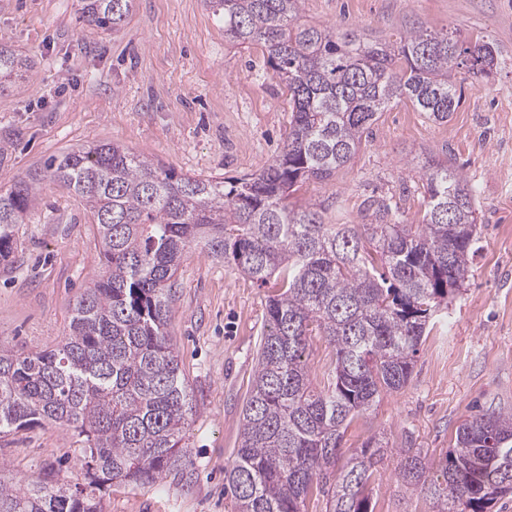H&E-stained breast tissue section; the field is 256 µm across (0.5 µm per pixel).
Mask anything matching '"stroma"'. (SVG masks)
Listing matches in <instances>:
<instances>
[{"label":"stroma","instance_id":"1","mask_svg":"<svg viewBox=\"0 0 512 512\" xmlns=\"http://www.w3.org/2000/svg\"><path fill=\"white\" fill-rule=\"evenodd\" d=\"M303 15L378 39L411 25L481 34L504 58L484 78L456 72L462 95L448 121L392 102L347 165L289 198L314 203L327 224L369 222L374 200L415 224L430 156L453 164L475 189L480 239L468 280L431 320L408 384L381 394L341 444L346 456L374 437L389 448L370 484L373 512H433L425 496L399 491L395 449L435 460L465 421L512 411V0H304ZM0 45L35 62L0 89V190L48 156L100 142L179 174L227 181L283 148L286 88L258 46L225 38L204 0H135L115 30L88 26L79 0H0ZM100 264L97 226L81 198L44 183L19 226L14 260L0 261V341L54 347ZM177 277L169 331L195 407L184 437L189 462L178 478L104 486V512H236L225 469L239 446L272 290L200 245ZM75 448L69 431L35 426L0 437V462L22 482L73 485L83 480Z\"/></svg>","mask_w":512,"mask_h":512}]
</instances>
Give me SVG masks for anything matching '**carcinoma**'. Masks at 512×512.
Wrapping results in <instances>:
<instances>
[{
  "label": "carcinoma",
  "mask_w": 512,
  "mask_h": 512,
  "mask_svg": "<svg viewBox=\"0 0 512 512\" xmlns=\"http://www.w3.org/2000/svg\"><path fill=\"white\" fill-rule=\"evenodd\" d=\"M101 29L122 25L134 0H81ZM224 36L259 45L288 89L281 154L231 182L177 176L114 143L49 157L0 191V260L17 249L46 180L72 188L93 214L104 272L76 301L69 333L53 350L0 344V435L36 424L70 430L85 483L72 488L4 476L0 512H103L108 483L155 484L186 464L181 445L192 405L167 326L177 272L193 245L263 286L276 278L267 327L242 409L241 443L226 470L236 512H305L314 491L326 512H372L370 481L387 449L370 439L337 466L353 419L383 392L401 390L435 313L469 274L478 240L473 189L451 165L425 166L421 223L380 206L368 224H325L293 188L347 164L377 113L396 98L446 121L461 94L451 73L488 77L501 51L478 35L464 46L422 27L395 40L301 21L303 0H206ZM29 60L0 46V84ZM333 348L327 384L313 386L310 342ZM398 486L434 512H488L512 494V414L476 417L434 462L396 450Z\"/></svg>",
  "instance_id": "carcinoma-1"
}]
</instances>
